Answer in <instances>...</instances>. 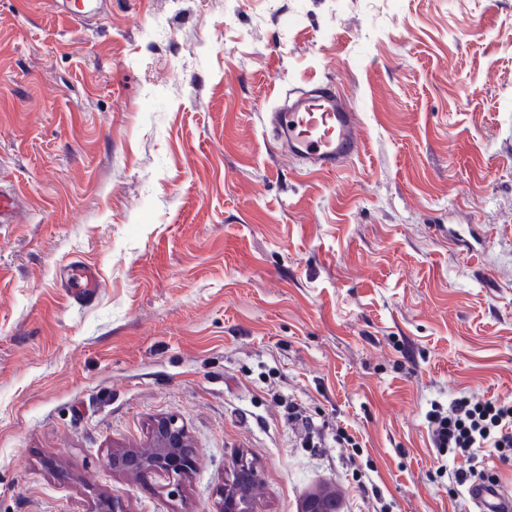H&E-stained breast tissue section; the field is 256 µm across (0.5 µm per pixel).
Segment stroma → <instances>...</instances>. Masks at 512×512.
<instances>
[{
	"mask_svg": "<svg viewBox=\"0 0 512 512\" xmlns=\"http://www.w3.org/2000/svg\"><path fill=\"white\" fill-rule=\"evenodd\" d=\"M83 3L0 0V512H214L242 456L262 512H473L426 415L512 399V0ZM315 82L363 121L333 172L263 119ZM165 415L192 471L107 467ZM62 286L74 300L89 303L97 295L99 276L95 268L83 263H72L63 272Z\"/></svg>",
	"mask_w": 512,
	"mask_h": 512,
	"instance_id": "stroma-1",
	"label": "stroma"
}]
</instances>
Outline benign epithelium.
Listing matches in <instances>:
<instances>
[{
	"mask_svg": "<svg viewBox=\"0 0 512 512\" xmlns=\"http://www.w3.org/2000/svg\"><path fill=\"white\" fill-rule=\"evenodd\" d=\"M153 448L150 453L137 451L114 453L108 465L115 471L139 475L154 471L170 477L187 473L193 465V455L185 452L191 446L183 426L173 416H159L151 423ZM257 468L246 458L237 459L231 479L220 488L215 512H260L255 489Z\"/></svg>",
	"mask_w": 512,
	"mask_h": 512,
	"instance_id": "benign-epithelium-1",
	"label": "benign epithelium"
}]
</instances>
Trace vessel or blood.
Wrapping results in <instances>:
<instances>
[{
    "label": "vessel or blood",
    "mask_w": 512,
    "mask_h": 512,
    "mask_svg": "<svg viewBox=\"0 0 512 512\" xmlns=\"http://www.w3.org/2000/svg\"><path fill=\"white\" fill-rule=\"evenodd\" d=\"M267 124L279 145L316 171L342 167L363 146L360 114L327 83L286 91L282 105L268 113ZM62 286L85 304L95 299L99 276L92 266L73 263L63 272ZM469 496L477 512H506L512 507V494L501 489L492 495L473 489Z\"/></svg>",
    "instance_id": "1"
}]
</instances>
